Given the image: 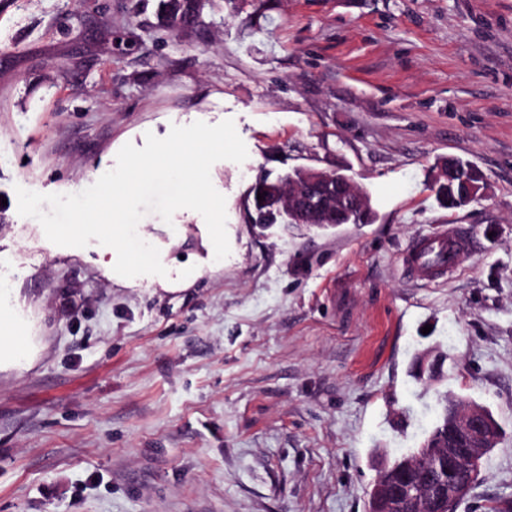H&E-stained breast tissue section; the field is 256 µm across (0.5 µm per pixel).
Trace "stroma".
I'll return each instance as SVG.
<instances>
[{
  "label": "stroma",
  "mask_w": 512,
  "mask_h": 512,
  "mask_svg": "<svg viewBox=\"0 0 512 512\" xmlns=\"http://www.w3.org/2000/svg\"><path fill=\"white\" fill-rule=\"evenodd\" d=\"M233 120L213 165L231 252L203 217L146 214L165 280L48 241L16 187L76 193L124 144ZM484 196L448 210L442 158ZM348 174L370 224L248 223L263 173ZM0 305L33 350L0 366V512H364L384 454L416 447L442 384L500 423L458 512L512 498V0H0ZM472 234L448 280L402 275L416 235ZM163 7L174 24L188 25L201 17L205 3L200 11L192 10L187 1L181 0H163ZM448 165L457 167L460 170V175L450 181L444 178H437V196L448 209L466 206L477 198L469 195L465 182L481 183L484 182L483 176L469 163L463 162L458 158L448 157L442 160L439 164V168L443 167L444 169H448ZM463 177H465V181L462 180ZM446 202H449V205H446Z\"/></svg>",
  "instance_id": "1"
}]
</instances>
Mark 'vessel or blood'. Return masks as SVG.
<instances>
[{"label": "vessel or blood", "instance_id": "obj_1", "mask_svg": "<svg viewBox=\"0 0 512 512\" xmlns=\"http://www.w3.org/2000/svg\"><path fill=\"white\" fill-rule=\"evenodd\" d=\"M471 237L454 225L415 238L401 258L404 272L416 281L447 279L469 252Z\"/></svg>", "mask_w": 512, "mask_h": 512}]
</instances>
